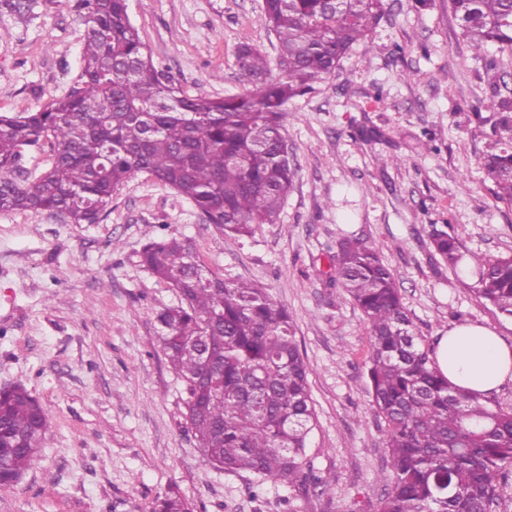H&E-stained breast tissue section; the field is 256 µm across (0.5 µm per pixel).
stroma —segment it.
<instances>
[{
    "mask_svg": "<svg viewBox=\"0 0 512 512\" xmlns=\"http://www.w3.org/2000/svg\"><path fill=\"white\" fill-rule=\"evenodd\" d=\"M385 0L370 38L283 118L297 165L277 223L230 239L186 196L145 173L97 224L0 212V387L25 385L51 417L39 464L0 487V512H151L177 488L194 512H375L389 484L385 425L368 396V332L326 275L345 235L369 237L423 346L473 323L512 344V319L436 254L447 226L468 257L512 255V202L482 168L512 146L498 112L471 111L512 84V55L486 71L448 0ZM154 64L192 95L244 92L243 43L277 60L263 0H126ZM73 0H0V113L31 112L81 72ZM389 165H382V158ZM187 239L207 270L254 281L293 318L316 425L306 449L327 493L292 492L206 462L185 426L183 385L158 339L176 292L139 263L151 238Z\"/></svg>",
    "mask_w": 512,
    "mask_h": 512,
    "instance_id": "35a3bbf8",
    "label": "stroma"
}]
</instances>
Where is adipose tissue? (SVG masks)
<instances>
[{
    "mask_svg": "<svg viewBox=\"0 0 512 512\" xmlns=\"http://www.w3.org/2000/svg\"><path fill=\"white\" fill-rule=\"evenodd\" d=\"M433 358L452 384L484 396L512 379V346L479 324L448 329L438 337Z\"/></svg>",
    "mask_w": 512,
    "mask_h": 512,
    "instance_id": "obj_1",
    "label": "adipose tissue"
}]
</instances>
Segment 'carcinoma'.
Here are the masks:
<instances>
[{
  "label": "carcinoma",
  "mask_w": 512,
  "mask_h": 512,
  "mask_svg": "<svg viewBox=\"0 0 512 512\" xmlns=\"http://www.w3.org/2000/svg\"><path fill=\"white\" fill-rule=\"evenodd\" d=\"M448 8L486 71L498 70L485 46L512 54V0H448ZM75 9L86 30L74 85L34 112L0 114V211L97 224L118 187L143 172L192 200L230 238L276 223L296 174L283 151V112L334 75L385 11L383 0H264L279 74L259 48L242 43L236 66L251 89L209 98L188 94L154 65L126 0H75ZM483 108L512 124V95L471 105ZM44 140L51 166L18 180L23 151ZM483 169L512 201V150L488 156ZM429 237L448 268L470 272L479 296L512 318V256L470 263L447 231L433 224ZM139 259L179 294L157 316L160 340L185 385L186 423L205 460L294 489L320 485L306 461L314 409L290 313L262 288L208 274L180 237L149 241ZM329 280L367 325L369 394L385 423L393 476L376 512H491L499 478L512 467V413L442 376L373 242L340 241ZM50 424L25 386L0 393V486L38 464ZM152 512L192 506L171 489Z\"/></svg>",
  "instance_id": "carcinoma-1"
}]
</instances>
